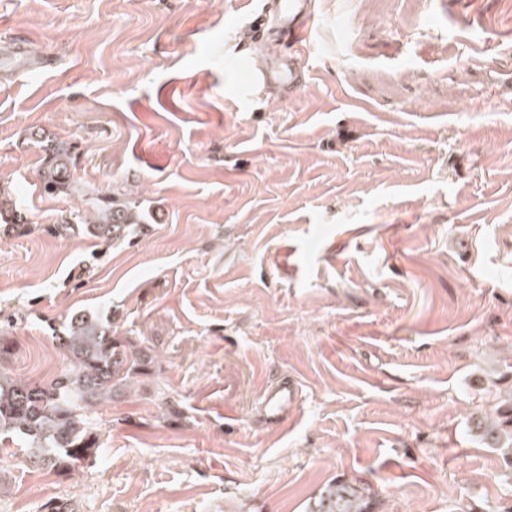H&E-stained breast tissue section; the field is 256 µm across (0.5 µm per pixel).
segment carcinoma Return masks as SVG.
Segmentation results:
<instances>
[{
  "mask_svg": "<svg viewBox=\"0 0 512 512\" xmlns=\"http://www.w3.org/2000/svg\"><path fill=\"white\" fill-rule=\"evenodd\" d=\"M70 148L52 150L43 171L49 195L71 194L77 184L69 171ZM81 220L86 230L107 243L119 241L141 223L136 206L115 194L81 192ZM59 343L70 368L49 384L18 381L0 373V436L22 435L30 462L44 467L68 466L89 456V407L111 397L112 389L137 373L140 357L112 339L97 312L82 310L63 323ZM493 416L474 417L470 431L501 454L506 478L512 477V394L490 392ZM370 493L334 480L309 503L307 512H373Z\"/></svg>",
  "mask_w": 512,
  "mask_h": 512,
  "instance_id": "cac0c4a2",
  "label": "carcinoma"
}]
</instances>
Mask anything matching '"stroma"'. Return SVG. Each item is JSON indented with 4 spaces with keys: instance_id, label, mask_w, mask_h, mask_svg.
I'll list each match as a JSON object with an SVG mask.
<instances>
[{
    "instance_id": "35a3bbf8",
    "label": "stroma",
    "mask_w": 512,
    "mask_h": 512,
    "mask_svg": "<svg viewBox=\"0 0 512 512\" xmlns=\"http://www.w3.org/2000/svg\"><path fill=\"white\" fill-rule=\"evenodd\" d=\"M305 84L244 96L256 0H0V371L67 368L103 311L138 374L89 410L91 456L0 441V512H375L512 502L474 437L512 357V20L502 0H313ZM135 201L103 243L57 224L47 148ZM295 377L284 424L255 414ZM371 493L346 481L334 480L317 495L307 512H374Z\"/></svg>"
}]
</instances>
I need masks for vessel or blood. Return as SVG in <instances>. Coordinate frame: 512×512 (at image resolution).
<instances>
[{
	"label": "vessel or blood",
	"instance_id": "b4317fda",
	"mask_svg": "<svg viewBox=\"0 0 512 512\" xmlns=\"http://www.w3.org/2000/svg\"><path fill=\"white\" fill-rule=\"evenodd\" d=\"M312 0H267L252 22V36L256 39L276 34L282 50L274 61L262 68H252L246 57H229L225 66L238 73L242 92L254 86H276L285 94L294 95L305 80L299 68L304 53V41L311 27ZM299 397L296 379L281 377L266 386L259 413L267 426L278 425Z\"/></svg>",
	"mask_w": 512,
	"mask_h": 512
}]
</instances>
